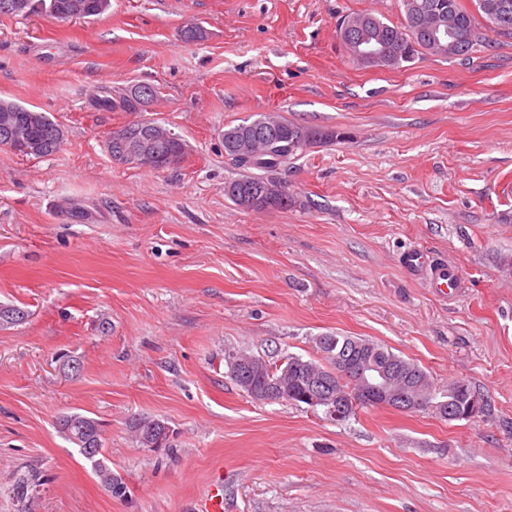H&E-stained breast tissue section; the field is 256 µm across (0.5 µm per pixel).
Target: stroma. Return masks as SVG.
<instances>
[{"label":"stroma","mask_w":512,"mask_h":512,"mask_svg":"<svg viewBox=\"0 0 512 512\" xmlns=\"http://www.w3.org/2000/svg\"><path fill=\"white\" fill-rule=\"evenodd\" d=\"M399 0H112L94 19L0 16V98L47 113L60 149L0 147V512L16 474L38 467L32 512H512V40L486 31L471 59L354 64L339 16L398 22ZM202 41L182 36L187 23ZM148 82L142 112L96 109L104 88ZM267 112L344 139L277 170L285 209L243 211L224 193L240 170L225 125ZM167 127L178 165L112 161L113 131ZM78 200L94 213L68 219ZM419 249L457 267L435 293L405 267ZM367 338L463 378L488 412L362 408L343 423L257 403L228 354L316 355L317 336ZM78 372L59 368L61 355ZM104 425L123 498L56 428ZM173 429L172 450L140 447L131 418Z\"/></svg>","instance_id":"stroma-1"}]
</instances>
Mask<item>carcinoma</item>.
<instances>
[{"label":"carcinoma","mask_w":512,"mask_h":512,"mask_svg":"<svg viewBox=\"0 0 512 512\" xmlns=\"http://www.w3.org/2000/svg\"><path fill=\"white\" fill-rule=\"evenodd\" d=\"M442 3L454 19V37L434 46L419 41L416 33V14L427 6ZM475 11L471 12L462 3V0H401V20L397 24L387 23L370 11L352 12L348 18H367L370 20L364 34L375 42H401L403 44L415 43L418 48L411 50L409 58L418 55L429 54L441 58L461 57L467 59L472 54L486 47L485 38L480 31L476 16L489 19L485 13L482 0H472ZM111 7V0H25V6L12 15H27L39 9L44 10L54 17L60 14H68L70 19H90L105 13ZM144 85L140 84L128 89L112 91L103 90V95L95 97L96 105L113 112H137L152 102L156 96L155 88H150V93L142 95ZM270 122L281 129L280 137L272 142L265 143L252 140L251 129L254 125ZM60 125L53 121L46 113L27 108L14 101L0 99V133L11 130L14 136L38 137L43 141L45 155L50 156L57 152L62 141L52 134ZM153 129V122H141L128 125L119 131L112 133V138L126 139V146L135 152L130 159L132 163L148 165L153 169L158 168L156 158L158 155L176 150L178 142L169 138L155 135L146 147L137 143V140L145 133ZM317 136L321 142H332L339 139L341 132L335 128H319L305 126L288 120L260 115L251 120H241L237 124L224 126V153L232 157V162L245 173L235 178L240 183H256L270 179V173L288 166L292 160L304 153L300 147L301 136ZM338 345H343L349 350L352 367L358 369L375 362L386 363L390 367L405 372L414 380L410 396L419 409L430 410V406L441 403L448 407L461 410L465 407L468 397L476 394L468 381L457 379L440 388L432 374L427 369L412 359L405 358L387 347L367 338L353 336H336ZM261 362L264 372L262 381L255 383L253 389L242 388L249 397L256 401H266L263 394L264 383L284 382L294 395L286 398V401L296 405H305L303 400L304 387L309 381V375L315 371L333 370L336 375L332 378V395L343 400L353 396L357 389L356 373H346L343 369L336 368V364L329 357H322L316 361L312 358H303L298 355L285 357L286 365L278 362H270L263 357H257ZM72 422V426L63 427L60 432L70 441L79 453L91 464L93 473L99 479L104 489L111 491V495L122 498L127 494V485L121 475L112 471L105 463L103 455V428L101 423L92 417L73 413L66 415ZM42 485L41 471L36 468H28L19 475L10 490L13 501L19 510H24L25 504L38 492Z\"/></svg>","instance_id":"cac0c4a2"}]
</instances>
